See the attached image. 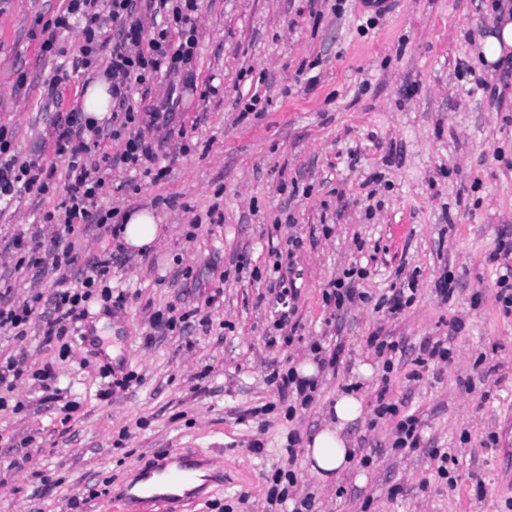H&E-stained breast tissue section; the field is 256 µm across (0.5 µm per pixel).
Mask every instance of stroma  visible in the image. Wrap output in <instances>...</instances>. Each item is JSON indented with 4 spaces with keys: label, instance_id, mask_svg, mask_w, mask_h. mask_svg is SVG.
<instances>
[{
    "label": "stroma",
    "instance_id": "stroma-1",
    "mask_svg": "<svg viewBox=\"0 0 512 512\" xmlns=\"http://www.w3.org/2000/svg\"><path fill=\"white\" fill-rule=\"evenodd\" d=\"M366 3L202 0L193 61L132 93L135 109L168 117L145 132L166 138L156 163L167 174L114 171L99 208L117 224L152 211L163 232L112 266V308L93 320L108 354L22 344L53 364L72 411L43 402L36 381L17 386V410L0 411V512H122L136 468L170 448L224 471L183 512H293L306 498L309 512H512V314L497 299L512 265L498 256L512 240V75L479 61L512 0H394L378 15ZM66 6L0 0V126L23 158L54 161L52 123L87 85L78 74L58 99L45 93L60 60L40 51L43 23ZM58 201L19 192L0 240L41 230ZM277 258L294 268L280 284ZM358 269L368 301L336 311L325 291ZM449 274L444 301L435 285ZM412 276L416 292L391 313L385 296ZM284 288L296 295L283 304ZM172 304L205 306L208 327L151 334L148 316ZM286 306L290 345L278 340ZM376 332L392 356L370 345ZM429 338L451 358L421 369ZM338 342L342 361L318 369L308 405L281 402L272 373ZM106 363L131 387L109 388ZM382 389L416 411L419 447H395L396 418L375 415ZM349 391L361 415L340 435L355 457L325 484L289 461L288 436L309 441ZM434 448L452 459L447 475ZM287 475L286 502L269 504ZM104 482L108 495L90 497Z\"/></svg>",
    "mask_w": 512,
    "mask_h": 512
}]
</instances>
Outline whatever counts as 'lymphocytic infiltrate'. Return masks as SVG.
Listing matches in <instances>:
<instances>
[{"instance_id":"1","label":"lymphocytic infiltrate","mask_w":512,"mask_h":512,"mask_svg":"<svg viewBox=\"0 0 512 512\" xmlns=\"http://www.w3.org/2000/svg\"><path fill=\"white\" fill-rule=\"evenodd\" d=\"M199 7L198 0H68L65 12L48 24L50 33L41 44L43 53L60 54L58 33L71 29L73 21H81L82 43L73 61V69L109 81L112 92V123L102 128L89 121L83 112L70 111L57 128L55 153L66 159L65 169L33 159L10 155V142L0 127V203L11 202L17 187L35 191L37 195L61 190L62 196L52 211L43 216L53 232L49 246H42L37 237L15 235L7 244L16 255V269L32 270L44 275L70 267L78 258L76 244L90 226L118 233V226L99 210L100 195L112 185L113 169H137L153 161L152 146L142 136L128 139L122 153H96L98 139L121 136L138 125L140 117L128 104L131 82L146 83L163 70L174 71L191 61L198 44L191 22ZM160 16L161 21L151 38H144L138 9ZM118 25L115 43H108L103 30L106 22ZM112 257L103 254L93 258L90 270L79 287H60L50 296L36 292L21 301H13L0 291V331L16 339H24L29 329H37L44 344H52L74 332L89 313L94 299L108 302L112 290ZM54 382L51 364L35 367L25 349L0 356V409L6 407L5 395L27 379Z\"/></svg>"}]
</instances>
